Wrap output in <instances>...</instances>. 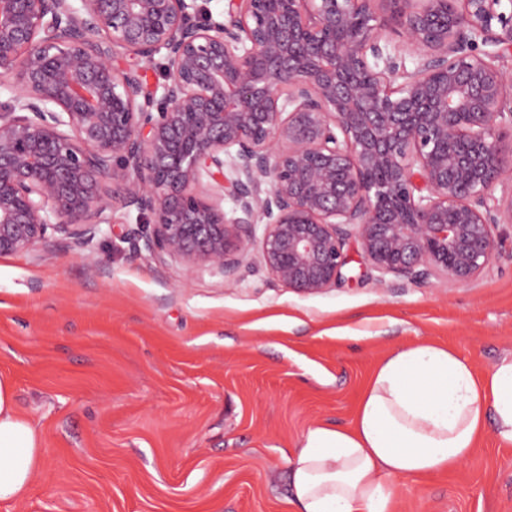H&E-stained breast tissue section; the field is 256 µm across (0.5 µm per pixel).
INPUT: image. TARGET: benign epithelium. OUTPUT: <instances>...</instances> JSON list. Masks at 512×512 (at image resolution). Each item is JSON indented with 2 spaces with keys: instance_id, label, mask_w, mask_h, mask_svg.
I'll return each instance as SVG.
<instances>
[{
  "instance_id": "1",
  "label": "benign epithelium",
  "mask_w": 512,
  "mask_h": 512,
  "mask_svg": "<svg viewBox=\"0 0 512 512\" xmlns=\"http://www.w3.org/2000/svg\"><path fill=\"white\" fill-rule=\"evenodd\" d=\"M0 0V255L85 243L114 209L153 216L159 261L304 294L354 234L377 270L467 283L512 223V0ZM402 48L381 44L386 14ZM418 58L415 70L404 52ZM163 54L148 90L130 55ZM228 218L202 183L224 184Z\"/></svg>"
}]
</instances>
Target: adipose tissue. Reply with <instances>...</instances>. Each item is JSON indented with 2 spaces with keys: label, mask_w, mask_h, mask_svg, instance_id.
Returning a JSON list of instances; mask_svg holds the SVG:
<instances>
[{
  "label": "adipose tissue",
  "mask_w": 512,
  "mask_h": 512,
  "mask_svg": "<svg viewBox=\"0 0 512 512\" xmlns=\"http://www.w3.org/2000/svg\"><path fill=\"white\" fill-rule=\"evenodd\" d=\"M512 444V354L475 375L448 348L422 342L377 364L350 426L310 428L287 465L295 512H393L392 476L452 469L486 424ZM41 438L0 377V501L24 499Z\"/></svg>",
  "instance_id": "ef3b65f1"
}]
</instances>
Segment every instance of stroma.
Instances as JSON below:
<instances>
[{"mask_svg": "<svg viewBox=\"0 0 512 512\" xmlns=\"http://www.w3.org/2000/svg\"><path fill=\"white\" fill-rule=\"evenodd\" d=\"M143 221L0 256V375L43 456L0 512H291L288 458L351 424L386 354L431 342L482 376L512 352V223L468 283L381 273L353 236L336 287L305 295L256 250L234 283L157 262L126 241ZM391 482L395 512H512V445L489 427L453 469Z\"/></svg>", "mask_w": 512, "mask_h": 512, "instance_id": "35a3bbf8", "label": "stroma"}]
</instances>
